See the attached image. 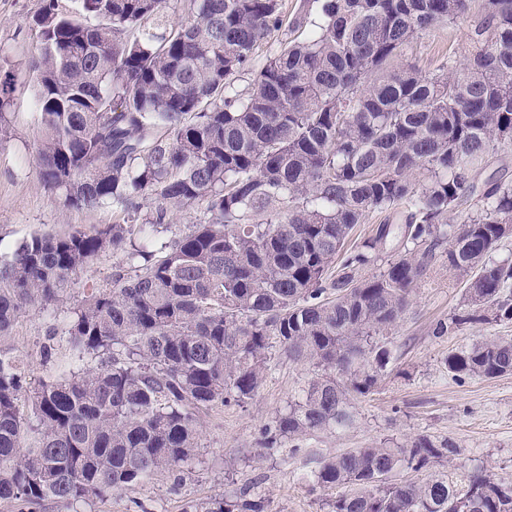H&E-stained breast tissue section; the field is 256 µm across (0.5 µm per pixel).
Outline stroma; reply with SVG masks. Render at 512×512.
I'll use <instances>...</instances> for the list:
<instances>
[{"label": "stroma", "instance_id": "35a3bbf8", "mask_svg": "<svg viewBox=\"0 0 512 512\" xmlns=\"http://www.w3.org/2000/svg\"><path fill=\"white\" fill-rule=\"evenodd\" d=\"M42 0H0V79L12 77L16 90L0 125V259L36 234L93 231L121 222L119 205L90 211L65 209L40 180L36 151L41 136L39 110L30 90L29 67L37 45L29 22ZM285 22L257 48L251 63L236 74L234 87L250 89L256 72L283 43L305 38L319 11L317 0H281ZM468 19L432 29L419 40L414 58L431 72L448 56L464 59L472 50ZM448 249L439 247L411 303L389 340L393 359L375 390L356 402L357 421L346 430L326 429L301 438L297 447H267L264 429L298 397L313 374L272 350L266 378L257 393L237 405L217 404L197 416L198 444L179 475L151 479L93 498L79 508L45 503L42 512H201L229 491L249 488L265 512H328L337 492L313 485L309 474L320 462L349 449L402 445L418 436L454 441L460 450L443 466L448 481L464 487L467 474L482 472L512 482V374L493 379H457L445 360L449 352L493 338H512V320L465 324L446 335L437 321L464 308V284L448 268ZM55 307L32 306L14 323L0 348L27 363V383L52 380L65 354L44 360L40 347L56 325Z\"/></svg>", "mask_w": 512, "mask_h": 512}]
</instances>
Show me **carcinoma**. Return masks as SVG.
<instances>
[{"label": "carcinoma", "instance_id": "cac0c4a2", "mask_svg": "<svg viewBox=\"0 0 512 512\" xmlns=\"http://www.w3.org/2000/svg\"><path fill=\"white\" fill-rule=\"evenodd\" d=\"M471 19L472 52L424 73L414 44ZM32 63L39 176L69 210L109 202L125 216L94 232L35 235L0 261V338L28 307L64 303L77 277L120 251L111 286L95 288L52 329L96 361L30 390L23 362L0 349V499L74 505L177 470L197 448L196 414L241 404L268 354L317 368L267 431L277 445L355 421L392 358L387 336L435 251L465 280L471 312L435 334L512 319V183L475 180L512 144V0H322L304 40L279 47L251 89L233 77L282 25L280 0H44ZM156 202L137 223L141 200ZM469 210L448 220L459 200ZM203 218L160 248L144 226ZM406 208L401 235L382 224L344 245L374 211ZM398 254L374 273L383 244ZM453 376L512 374V340L448 354ZM458 454L420 436L350 448L314 472L339 494L331 512H512V482L483 473L460 490L437 473L395 480ZM205 512H264L247 491Z\"/></svg>", "mask_w": 512, "mask_h": 512}]
</instances>
